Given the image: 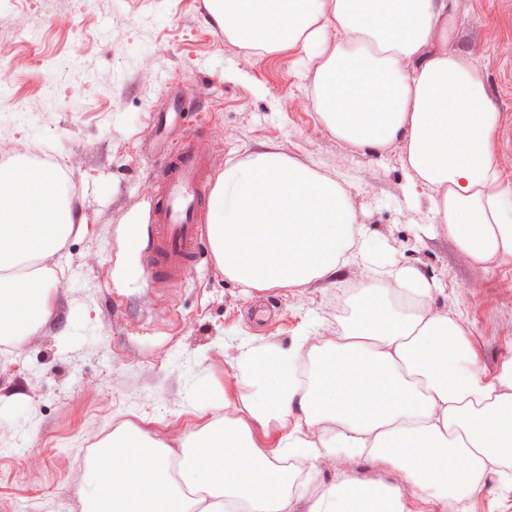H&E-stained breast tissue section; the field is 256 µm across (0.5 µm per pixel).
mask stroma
Segmentation results:
<instances>
[{
    "instance_id": "35a3bbf8",
    "label": "stroma",
    "mask_w": 512,
    "mask_h": 512,
    "mask_svg": "<svg viewBox=\"0 0 512 512\" xmlns=\"http://www.w3.org/2000/svg\"><path fill=\"white\" fill-rule=\"evenodd\" d=\"M457 14L448 50L482 69L501 115L495 161L512 184V54L497 50L512 43V0H457ZM0 21L25 44L22 66L0 60V82L16 96L0 103V138L61 159L86 224L47 276L50 321L21 343H0V512H82L92 490L74 477L94 439L132 424L179 447L212 419L207 401L221 390L239 405L251 398L230 365L239 348L332 339L355 317L354 265L299 288L254 290L208 254L173 286L144 287L156 172L166 149L200 138L215 180L272 144L339 180L358 223L438 281L429 305L465 322L481 368L492 375L512 360V259L475 270L447 231L429 228L428 200L411 197L398 153L337 140L312 107L300 49L259 56L230 43L208 0H25ZM172 93L191 109L162 144L152 117ZM277 463L321 491L341 470L401 481L364 458Z\"/></svg>"
}]
</instances>
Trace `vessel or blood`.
<instances>
[{"mask_svg": "<svg viewBox=\"0 0 512 512\" xmlns=\"http://www.w3.org/2000/svg\"><path fill=\"white\" fill-rule=\"evenodd\" d=\"M157 179L160 198L150 211V233L142 251V265L153 288L178 281L186 265L203 252L197 224L208 192L203 145L177 149L159 169Z\"/></svg>", "mask_w": 512, "mask_h": 512, "instance_id": "obj_1", "label": "vessel or blood"}]
</instances>
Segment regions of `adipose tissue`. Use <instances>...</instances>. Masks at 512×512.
Returning a JSON list of instances; mask_svg holds the SVG:
<instances>
[{
    "instance_id": "ef3b65f1",
    "label": "adipose tissue",
    "mask_w": 512,
    "mask_h": 512,
    "mask_svg": "<svg viewBox=\"0 0 512 512\" xmlns=\"http://www.w3.org/2000/svg\"><path fill=\"white\" fill-rule=\"evenodd\" d=\"M210 12L239 47L301 48L327 129L360 150H398L411 184L429 191L432 223L476 269L512 259L499 114L479 66L448 50L456 0H210ZM78 215L59 168L0 165L1 342L50 318L43 267ZM207 227L225 275L245 288H298L361 265L359 312L336 339L240 353L253 397L225 404L180 447L132 426L114 434L80 476L98 488L84 512H294L287 474L254 439L274 423L292 427L277 443L289 457H364L401 475L389 485L338 473L310 512H409V488L467 512L486 475L512 481V361L485 373L463 321L427 311L437 282L363 231L338 181L269 149L225 168ZM383 265L393 287L377 285Z\"/></svg>"
}]
</instances>
